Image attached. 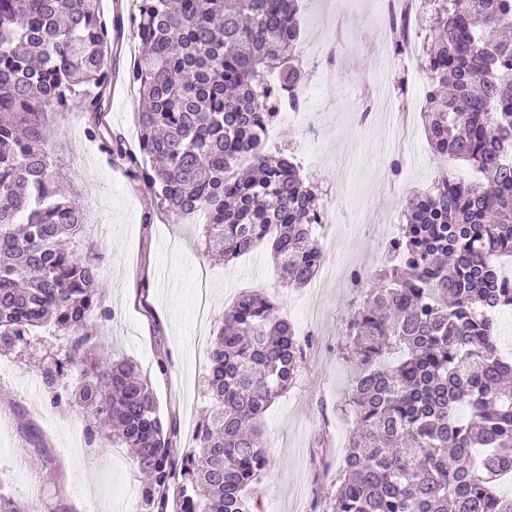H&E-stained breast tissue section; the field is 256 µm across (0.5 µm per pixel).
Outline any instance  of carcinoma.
I'll return each mask as SVG.
<instances>
[{"instance_id":"obj_1","label":"carcinoma","mask_w":512,"mask_h":512,"mask_svg":"<svg viewBox=\"0 0 512 512\" xmlns=\"http://www.w3.org/2000/svg\"><path fill=\"white\" fill-rule=\"evenodd\" d=\"M100 0H0V353L38 332L61 337L42 381L54 405L112 424L135 449L145 512H250L270 456L264 413L296 383L304 344L266 295L240 294L211 343L206 417L181 458L149 378L99 350L110 320L97 292L102 253L80 249L79 196L58 189L54 119L109 104L112 28ZM141 53L126 80L145 102L138 147L99 123L101 153L152 191L167 215L206 217L204 250L230 261L270 246L282 280L310 284L323 254L318 195L291 147L266 150L278 116L267 79L302 85V0H136ZM418 30L422 115L445 164L406 197L391 260L346 323L352 420L330 512H512V358L494 315L512 309L498 263L512 257V0H425ZM476 173L462 179L446 163ZM0 512H38L0 492Z\"/></svg>"}]
</instances>
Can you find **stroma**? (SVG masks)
I'll use <instances>...</instances> for the list:
<instances>
[{"instance_id":"1","label":"stroma","mask_w":512,"mask_h":512,"mask_svg":"<svg viewBox=\"0 0 512 512\" xmlns=\"http://www.w3.org/2000/svg\"><path fill=\"white\" fill-rule=\"evenodd\" d=\"M372 0H303L301 36L327 34L333 78L319 99L325 115L301 155L303 177L322 200L333 201L337 219L321 245L334 277L322 288H289L267 246L224 263L204 256L196 224L161 218L160 202L110 165L84 130L91 113L73 108L56 119L49 148L70 189L81 192L85 235L106 250L99 293L112 313L104 327L114 358L136 361L150 376L163 418H177L190 443L202 409L208 349L224 310L243 291L267 295L299 334L308 338L304 368L293 388L264 418L271 463L255 497L256 512H315L334 490L336 467L353 429L336 410L348 386L342 352L352 298L350 273L372 277L385 260L380 232L403 223V199L430 188L440 162L417 130L403 156L377 151L387 135L379 119L360 123L372 98L379 46L370 17ZM138 97L112 91L103 119L115 134L135 135ZM408 173L399 180L392 163ZM52 337L13 354L0 355V489L37 499L40 512H136L141 488L127 449L107 434L87 440L77 408L50 403L39 370ZM325 429L329 445L312 438Z\"/></svg>"}]
</instances>
